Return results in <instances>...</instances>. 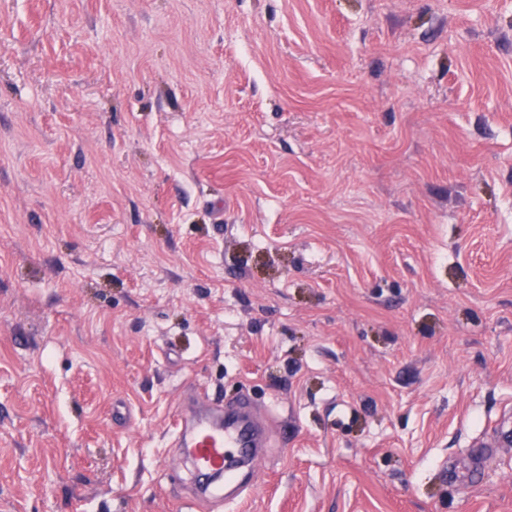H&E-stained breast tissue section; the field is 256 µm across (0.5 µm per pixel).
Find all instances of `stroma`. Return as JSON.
I'll return each instance as SVG.
<instances>
[{"label":"stroma","instance_id":"obj_1","mask_svg":"<svg viewBox=\"0 0 512 512\" xmlns=\"http://www.w3.org/2000/svg\"><path fill=\"white\" fill-rule=\"evenodd\" d=\"M508 430L512 0H0V512H512ZM198 406L192 404L182 408V423L175 437V448L192 460V475L206 476L211 479L206 487L210 498L223 502L224 486L213 480L214 476H223L225 487L233 485L238 496L244 494L249 486L248 480L237 479L242 469L257 460L266 447L265 427L244 400L226 405L224 416L219 419L201 417L192 420ZM235 450V455H227Z\"/></svg>","mask_w":512,"mask_h":512}]
</instances>
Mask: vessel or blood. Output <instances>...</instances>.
I'll list each match as a JSON object with an SVG mask.
<instances>
[{"label": "vessel or blood", "mask_w": 512, "mask_h": 512, "mask_svg": "<svg viewBox=\"0 0 512 512\" xmlns=\"http://www.w3.org/2000/svg\"><path fill=\"white\" fill-rule=\"evenodd\" d=\"M197 404L182 410V423L175 446L192 460V473L209 477L206 487L210 498L223 500L225 486L244 494L249 486L241 478L243 468L261 455L265 446V427L246 401L225 406L223 417H198Z\"/></svg>", "instance_id": "obj_1"}]
</instances>
